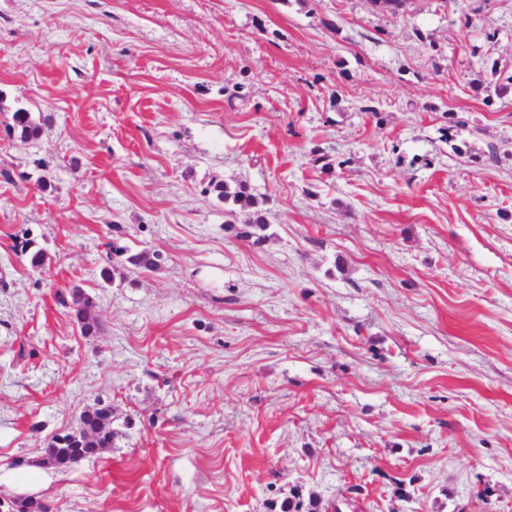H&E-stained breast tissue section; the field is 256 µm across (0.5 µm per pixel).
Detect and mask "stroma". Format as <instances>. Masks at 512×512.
Wrapping results in <instances>:
<instances>
[{
  "label": "stroma",
  "instance_id": "stroma-1",
  "mask_svg": "<svg viewBox=\"0 0 512 512\" xmlns=\"http://www.w3.org/2000/svg\"><path fill=\"white\" fill-rule=\"evenodd\" d=\"M510 75L512 0H0V501L512 512ZM115 237L161 267L103 283ZM214 191L217 197L224 202V205H230L227 213L231 216L236 214V209L240 211H251L252 219L244 228L237 231V236L253 239L254 244H260L264 240V231L269 226L267 220V209L264 205L268 200L255 195L250 186L243 182H236L233 186L228 183L214 185ZM71 304L67 303L64 295L58 294V302L65 307L73 308L80 317V327L84 336H98L102 330L101 323L92 314L94 303L82 288H72L70 293ZM112 409L110 407H92L80 416L77 430L63 436L54 437L47 448L51 450L59 469L89 458L102 448H110L115 430L112 428Z\"/></svg>",
  "mask_w": 512,
  "mask_h": 512
}]
</instances>
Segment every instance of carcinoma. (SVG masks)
I'll use <instances>...</instances> for the list:
<instances>
[{"label": "carcinoma", "instance_id": "obj_1", "mask_svg": "<svg viewBox=\"0 0 512 512\" xmlns=\"http://www.w3.org/2000/svg\"><path fill=\"white\" fill-rule=\"evenodd\" d=\"M15 127L20 137L29 140L39 137L42 127L35 122L30 113L19 109L13 114ZM217 197L229 205L227 213L236 214V210L252 212L251 221L237 231V236L253 240L259 244L264 240V231L269 226L267 220V209L264 205L267 200L255 195L250 186L243 182L233 185L221 183L214 185ZM109 261L112 268H103L100 271L102 280L109 282L114 278V272L125 269L132 272L139 270L152 271L159 268L163 262L162 253L158 251H138L122 244L118 238L108 243ZM15 251H19L30 259L34 266H41L45 263L46 254L42 249H31V241L25 239L14 245ZM71 302H66L64 295H58V302L62 305H71L74 312L80 317V327L85 336H97L100 334L101 323L92 314L94 303L83 289L73 288L70 293ZM112 409L109 407H93L84 411L80 416V423L77 430L57 436L49 446L52 455L56 458V468H63L72 463L95 455L103 448L112 447V439L115 430L112 428Z\"/></svg>", "mask_w": 512, "mask_h": 512}]
</instances>
